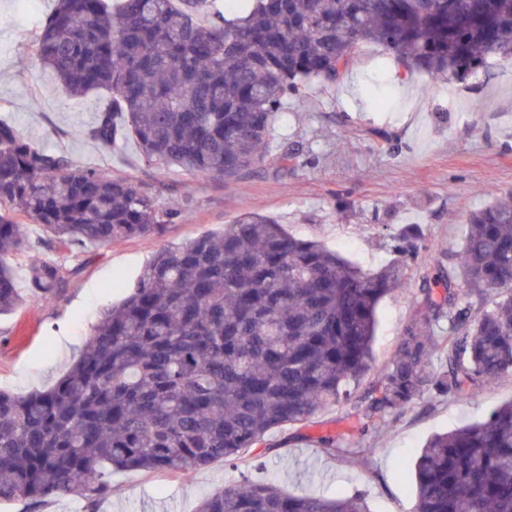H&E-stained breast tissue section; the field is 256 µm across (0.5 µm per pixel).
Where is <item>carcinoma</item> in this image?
<instances>
[{"mask_svg": "<svg viewBox=\"0 0 512 512\" xmlns=\"http://www.w3.org/2000/svg\"><path fill=\"white\" fill-rule=\"evenodd\" d=\"M55 0L37 55L76 100L107 95L88 135L134 140L149 165L236 184L295 153L271 147L290 95L335 83L377 45L395 67L463 79L496 58L512 65V0ZM202 13L212 19L198 21ZM471 212L442 292L423 284L395 358L359 395L377 307L408 287L397 261L374 271L248 213L158 250L104 311L81 355L50 388L0 389V502L48 498L98 512L112 470L175 475L236 462L274 428L351 404L364 427L433 394L463 398L512 377V190ZM46 235L32 243L0 213V314L22 297L11 259L33 247L88 248L163 234L175 213L131 177L72 165L0 121V205ZM50 302L61 265L27 267ZM448 323V328L441 323ZM447 368L430 369L433 351ZM327 456L362 441L324 435ZM413 512H512V401L431 435L414 460ZM196 512H369L360 493L323 497L246 481Z\"/></svg>", "mask_w": 512, "mask_h": 512, "instance_id": "carcinoma-1", "label": "carcinoma"}]
</instances>
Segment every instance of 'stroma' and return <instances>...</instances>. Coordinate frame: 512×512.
I'll return each mask as SVG.
<instances>
[{
	"label": "stroma",
	"mask_w": 512,
	"mask_h": 512,
	"mask_svg": "<svg viewBox=\"0 0 512 512\" xmlns=\"http://www.w3.org/2000/svg\"><path fill=\"white\" fill-rule=\"evenodd\" d=\"M54 0H0V120L70 162L129 176L145 183L159 205L176 214L160 235L95 248L72 259L41 250L63 267L66 285L53 302L29 295L26 268L32 253L14 260L22 308L0 315V389L27 393L50 387L79 356L100 313L117 304L143 266L166 244L219 234L240 214L269 215L288 232L316 239L366 270L397 259L406 232L418 234L422 256L407 262L409 287L380 302L365 383L377 381L392 361L415 315L423 278L461 245L469 214L483 207L486 189L512 188V68L490 61L478 74L431 82L415 73L378 72L380 48L367 45L351 70L334 85L308 84L284 103L272 139L297 152L292 168L268 164L235 185L203 174L147 165L134 142L107 148L86 128L102 99H70L45 72L35 41ZM386 85L389 107L366 103L373 81ZM67 351H60V342ZM512 401V378L462 400L424 398L399 413L388 427L368 433L371 452L329 457L315 437L348 432L349 405L317 415L302 427L269 434V449L248 451L237 466L216 461L176 475L138 471L112 474V495L100 512H195L201 499L243 480L274 479L292 494L365 495L371 512H413L409 460L432 434L482 419Z\"/></svg>",
	"instance_id": "35a3bbf8"
}]
</instances>
